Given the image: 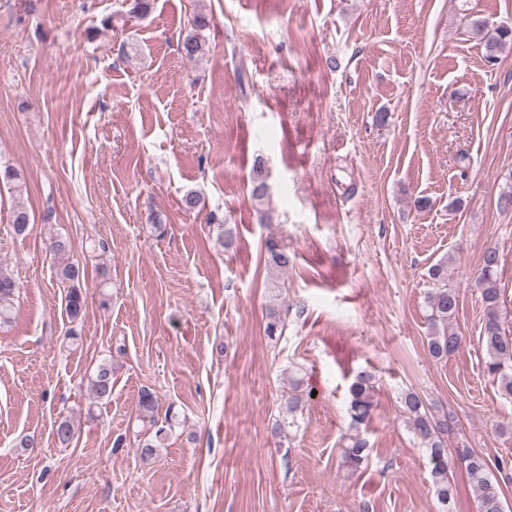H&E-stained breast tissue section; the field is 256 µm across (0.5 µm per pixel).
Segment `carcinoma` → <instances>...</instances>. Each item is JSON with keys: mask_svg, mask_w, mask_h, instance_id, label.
Instances as JSON below:
<instances>
[{"mask_svg": "<svg viewBox=\"0 0 512 512\" xmlns=\"http://www.w3.org/2000/svg\"><path fill=\"white\" fill-rule=\"evenodd\" d=\"M211 20L202 13L193 15L188 30L181 39L182 53L194 59L205 53L203 32L210 27ZM473 30L485 39V59L489 63L498 61V52L505 46L512 45V28L498 27L494 34L486 35L487 26L482 21L473 22ZM252 196L262 201L268 198L266 175L263 161L258 159L253 167ZM11 224L14 231L21 234L26 231L30 218L22 203H17L11 212ZM217 231L215 244L225 250L235 245L234 229L229 224L215 225ZM72 243L66 236L56 235L49 241V251L60 259L56 275L68 284L65 295V311L70 323L79 321L85 306V291L82 284L85 278L79 263L69 260ZM265 263L268 269L278 273L288 271L294 263V255L288 248L269 238L264 243ZM500 255L496 248L485 249L482 262L476 276L481 300L485 309V323L479 341L485 350L484 372L498 385L502 395L512 397V337L501 331L499 304L500 288L497 282V269ZM430 278L438 283L425 298L427 309V350L436 361H446L459 351L462 336L452 327L453 319L459 308V295L455 289L448 287V260L443 259L430 268ZM18 284L12 276L0 269V323L10 319L14 296ZM265 326L266 336L270 339L280 337L286 329L281 312L268 310ZM300 380H293V393L284 398L282 412L290 417L303 410V396L299 394ZM91 389L99 400L112 396V367L104 363L99 365ZM349 412L352 430L343 438L342 464L355 472L367 462L370 442L366 431L360 426L366 424L376 409V375L369 369L358 371L349 388ZM402 412L410 429L421 445L426 448L432 465L431 475L442 509L448 510V504L454 497L452 482L448 476V439L457 431L454 417L443 407L427 401L420 393L406 390L401 393ZM158 403L155 395L145 390L138 401V413L141 420L152 428L153 433L139 442V457L148 464L154 460L157 449L164 447L171 431L172 417L165 418V423L158 424ZM75 436L73 423L67 418L57 421L54 429L55 442L61 446L71 444ZM453 465L465 470L469 481L475 489L478 512H503L501 488L492 481L487 470V459L471 448L456 449Z\"/></svg>", "mask_w": 512, "mask_h": 512, "instance_id": "cac0c4a2", "label": "carcinoma"}]
</instances>
